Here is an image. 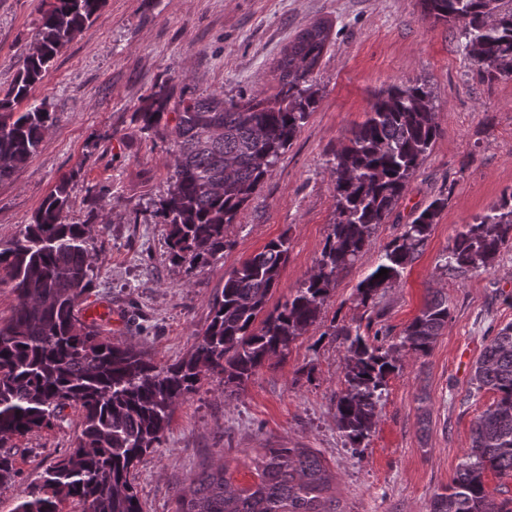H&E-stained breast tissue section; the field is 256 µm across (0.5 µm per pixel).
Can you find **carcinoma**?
I'll list each match as a JSON object with an SVG mask.
<instances>
[{
    "label": "carcinoma",
    "mask_w": 512,
    "mask_h": 512,
    "mask_svg": "<svg viewBox=\"0 0 512 512\" xmlns=\"http://www.w3.org/2000/svg\"><path fill=\"white\" fill-rule=\"evenodd\" d=\"M105 0H53L42 15L38 51L29 52L0 97V180L9 178L41 145L54 122L42 105L18 112L56 55L99 15ZM424 17L462 27L469 58L489 81L512 77V5L504 0H420ZM329 28L313 25L288 46L277 64L276 92L241 102L217 95L174 97L167 85L137 113L141 130L170 142L168 189L154 210L166 226L174 260L205 266L232 246L227 228L259 192L269 169L290 147L317 104L314 74ZM176 114L174 126L164 117ZM439 131L432 91L425 83L391 85L373 94L366 119L333 153L334 219L313 272L273 310L266 305L288 261V240L268 242L224 278L211 319L191 350L160 364L132 346L111 342L80 314L94 254L85 224H69V180L39 207L34 222L0 248V271L16 294L11 317L0 322V448L51 428L64 408L81 412L73 447L46 469L13 512H60L69 499L82 512H142L133 479L141 459L161 446L178 404L202 377L217 375L231 396L316 324L336 275L353 266L386 223ZM438 198L383 249L379 263L357 284L365 305L401 279L428 240L445 206ZM512 246V191L463 225L443 268L488 269ZM388 276L377 277L380 270ZM451 318L448 296L429 294L392 344L360 327L332 326L347 355L341 387L332 397L336 427L358 448L374 431L391 375L394 352L425 356ZM476 390L496 394L473 422L470 447L451 485L434 494L430 512H512L496 503L485 474L512 477V323L485 345L472 367ZM254 483L240 487L219 462L205 467L176 495L175 512H339L336 474L312 448H257ZM19 476L0 454V487Z\"/></svg>",
    "instance_id": "carcinoma-1"
}]
</instances>
